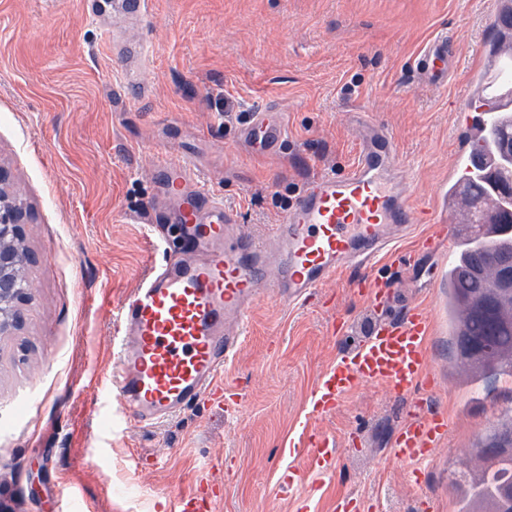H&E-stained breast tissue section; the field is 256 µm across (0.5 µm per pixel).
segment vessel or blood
<instances>
[{
    "mask_svg": "<svg viewBox=\"0 0 512 512\" xmlns=\"http://www.w3.org/2000/svg\"><path fill=\"white\" fill-rule=\"evenodd\" d=\"M152 53L146 43L132 52L114 46L124 89L145 91ZM452 67L448 41L438 38L426 47L419 69L424 80L440 86ZM459 103L462 151L450 175L454 181L476 169V147L502 100L492 88L478 102L462 92ZM287 134L285 123L270 122L265 109L254 112L241 131L265 152L278 150ZM155 174L161 192L180 205L176 212L158 213L151 239L164 246L170 228H177L182 255L154 264L113 312L112 406L138 424L166 422L204 399L220 407L233 400L223 384L224 369L244 341L260 280L269 279L281 298L299 304L340 272L355 269L362 273L359 291L368 292V274L380 256L392 254L412 225L433 222L429 204L412 202L404 192L408 170L398 160L394 137L371 121L362 127V147L348 172H327L309 181L282 221L262 235L244 231L237 213L210 191L188 156L159 152ZM459 237L455 225H438L434 234L418 239L409 266H416L424 251L454 262ZM432 333L430 310L416 305L405 306L398 321L374 326L356 349L342 353L320 374L311 414L334 410L362 384L385 385L408 403L394 456L405 463L433 458L448 437V423L421 396L431 376ZM304 444L315 450V474H323L333 440L311 433ZM216 505V499L203 495L178 494L168 498L166 509L215 512Z\"/></svg>",
    "mask_w": 512,
    "mask_h": 512,
    "instance_id": "b4317fda",
    "label": "vessel or blood"
}]
</instances>
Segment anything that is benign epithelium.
Returning a JSON list of instances; mask_svg holds the SVG:
<instances>
[{"instance_id": "obj_1", "label": "benign epithelium", "mask_w": 512, "mask_h": 512, "mask_svg": "<svg viewBox=\"0 0 512 512\" xmlns=\"http://www.w3.org/2000/svg\"><path fill=\"white\" fill-rule=\"evenodd\" d=\"M8 176L0 168V340L14 334L15 306L30 295L24 236L27 212L16 194L7 192Z\"/></svg>"}]
</instances>
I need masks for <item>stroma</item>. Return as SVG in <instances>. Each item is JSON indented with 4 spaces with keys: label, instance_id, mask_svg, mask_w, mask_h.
I'll list each match as a JSON object with an SVG mask.
<instances>
[{
    "label": "stroma",
    "instance_id": "stroma-1",
    "mask_svg": "<svg viewBox=\"0 0 512 512\" xmlns=\"http://www.w3.org/2000/svg\"><path fill=\"white\" fill-rule=\"evenodd\" d=\"M497 0H150L145 23H119L112 0H0V166L26 204L32 283L20 327L0 340V512H161L199 480L222 488L217 512H336L360 496L382 512H455L451 471L474 473L477 435L512 407V377L449 387L448 291L428 260L413 274L400 255L359 294L348 270L306 302L264 295L224 382L243 400L207 401L156 426L108 425L112 307L161 252L146 226L157 187L155 153L189 156L210 190L259 234L295 204L306 180L344 172L359 154L356 113L393 133L410 168L406 194L437 206L458 141L460 90L486 62ZM154 51L140 102L113 94L118 67L102 26ZM438 36L458 58L446 86L423 80V50ZM264 107L288 138L264 154L239 132ZM438 307L430 402L448 438L413 485L390 454L402 402L366 384L327 414L306 409L319 374L401 304ZM337 444L321 482L310 449L288 453L302 426ZM291 473L293 487L282 485Z\"/></svg>",
    "mask_w": 512,
    "mask_h": 512
}]
</instances>
